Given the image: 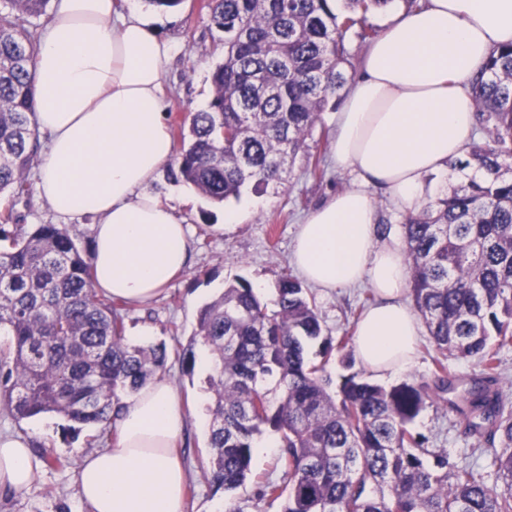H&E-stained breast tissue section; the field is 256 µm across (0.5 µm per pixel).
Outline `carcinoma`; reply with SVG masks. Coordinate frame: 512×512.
<instances>
[{
  "mask_svg": "<svg viewBox=\"0 0 512 512\" xmlns=\"http://www.w3.org/2000/svg\"><path fill=\"white\" fill-rule=\"evenodd\" d=\"M0 9V195L31 194L27 170L39 142L32 123L30 69L36 43L29 19L49 0H6ZM390 0H208L223 61L213 94L192 115L170 175L215 204L283 181L329 99L345 91L347 45L377 34L366 15ZM476 84L479 141L460 168L485 178L461 181L402 224L409 295L429 332L434 388L380 386L356 374L335 393L325 364L305 359L343 348L323 336L314 301L292 275L272 304L239 280L200 311L197 336L213 358L208 426L210 478L233 491L251 473L255 439L280 434L284 484L266 481L258 498L281 512H512V412L498 388L492 341L512 343V45L493 54ZM123 305L93 286L91 255L60 224L20 223L0 213V402L17 422L53 413L97 428L112 441L120 394L166 366L165 350L130 344ZM470 359L480 377L467 391L466 427L497 449L499 494L486 475L437 456L428 467L413 425L434 400L447 402L448 359Z\"/></svg>",
  "mask_w": 512,
  "mask_h": 512,
  "instance_id": "obj_1",
  "label": "carcinoma"
}]
</instances>
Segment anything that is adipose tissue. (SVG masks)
Wrapping results in <instances>:
<instances>
[{
  "label": "adipose tissue",
  "mask_w": 512,
  "mask_h": 512,
  "mask_svg": "<svg viewBox=\"0 0 512 512\" xmlns=\"http://www.w3.org/2000/svg\"><path fill=\"white\" fill-rule=\"evenodd\" d=\"M158 24L139 0H54L31 71L45 144L36 194L64 222L94 218V284L128 306L149 304L193 259L185 219L148 190L173 152L164 80L174 44ZM511 43L512 0H392L336 114L332 159L354 182L309 211L291 262L320 288H371L354 343L376 378L410 366L422 332L376 197L411 214L457 181L449 164L475 135L476 82ZM186 427L164 375L123 398L111 444L80 463L79 503L87 512H185L177 444ZM39 467L28 444L0 436L1 495L28 489Z\"/></svg>",
  "instance_id": "adipose-tissue-1"
}]
</instances>
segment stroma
Segmentation results:
<instances>
[{
    "instance_id": "obj_1",
    "label": "stroma",
    "mask_w": 512,
    "mask_h": 512,
    "mask_svg": "<svg viewBox=\"0 0 512 512\" xmlns=\"http://www.w3.org/2000/svg\"><path fill=\"white\" fill-rule=\"evenodd\" d=\"M204 0H181L164 15L159 32L173 39L176 47L168 66L166 82V121L170 128L189 126L193 112L206 106L212 96L210 74L219 60L213 51ZM342 98L332 99L307 139L306 153L288 166L281 185L257 193L244 188L239 198L224 205L211 203L193 186L174 182L160 172L149 190L162 201L174 205L186 218L194 242L191 267L167 292L150 305L127 310L124 336L129 343L164 344L167 351L165 374L188 403L192 416L207 414L208 376L200 370L185 371L181 354L187 348H200L195 335L201 308L217 298L226 284L236 279L263 282V301H271L278 280L291 273L292 244L298 224L309 210L330 194L348 188L350 174L336 170L330 161V135ZM321 173H314V165ZM251 200L255 206L240 224L225 227L226 210ZM326 335L340 338L354 332L356 322L371 294L368 287L325 292L309 288ZM151 335L138 336L141 327ZM413 429L421 434L425 448L447 455L450 463L469 465L488 473V484L497 487L494 451L478 447L468 434L459 409L437 402L416 420ZM0 431L29 439L36 455L49 454L67 459V467L44 464L30 489L20 494L0 496V512H80L76 498V475L84 452L92 448L93 430H71L69 422L54 414H43L19 423L12 422L0 409ZM263 440L272 444L261 459L253 461V477L236 491L216 489L208 471L210 448L207 432L189 424L183 454L189 469L188 512H211L215 500L240 506L242 512H280V502L259 499L260 482L281 480L284 466L278 446L279 434L267 431Z\"/></svg>"
}]
</instances>
